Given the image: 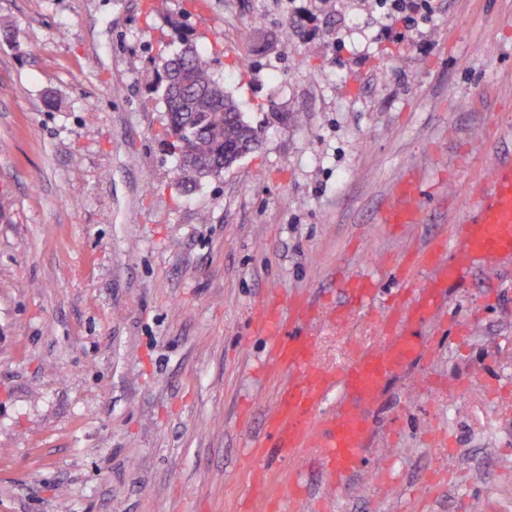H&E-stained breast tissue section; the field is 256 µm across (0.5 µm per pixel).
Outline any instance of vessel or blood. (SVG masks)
<instances>
[{
    "instance_id": "b4317fda",
    "label": "vessel or blood",
    "mask_w": 512,
    "mask_h": 512,
    "mask_svg": "<svg viewBox=\"0 0 512 512\" xmlns=\"http://www.w3.org/2000/svg\"><path fill=\"white\" fill-rule=\"evenodd\" d=\"M512 253V169L495 168L489 194L481 197L475 214L464 219L452 245L426 248L419 261L401 266L398 276L403 289L381 312L383 338L364 344L335 371L324 372L313 365V338L309 331L311 305L297 306L286 332V348L277 349L274 362L288 371L279 404L271 414L269 437L284 454L310 449L306 463L319 466L343 484L358 476L374 424L365 404L377 401L385 383L405 364L421 354L411 326L427 314L426 289L443 288L462 279L467 268L462 259L469 254L495 258ZM430 276L426 289L416 288L421 268ZM344 291L350 304L374 305L377 282L365 276H349ZM339 394L334 413L321 411L330 394Z\"/></svg>"
}]
</instances>
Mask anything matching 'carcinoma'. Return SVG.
<instances>
[{
  "mask_svg": "<svg viewBox=\"0 0 512 512\" xmlns=\"http://www.w3.org/2000/svg\"><path fill=\"white\" fill-rule=\"evenodd\" d=\"M143 80L163 91L170 148L191 157L177 161L175 168V181L183 188L199 185L208 169L224 171L225 153L241 141L243 130L259 141L258 128L237 121L238 103L212 78L206 54L197 48L174 53L162 72L147 71Z\"/></svg>",
  "mask_w": 512,
  "mask_h": 512,
  "instance_id": "carcinoma-1",
  "label": "carcinoma"
}]
</instances>
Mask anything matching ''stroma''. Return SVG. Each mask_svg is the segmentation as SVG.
Masks as SVG:
<instances>
[{
    "label": "stroma",
    "mask_w": 512,
    "mask_h": 512,
    "mask_svg": "<svg viewBox=\"0 0 512 512\" xmlns=\"http://www.w3.org/2000/svg\"><path fill=\"white\" fill-rule=\"evenodd\" d=\"M390 50L387 0H0V512H496L493 438L434 389L512 393V255L474 258L419 329L424 353L369 407L365 470L336 486L257 446L288 378L255 312L374 308L314 338L372 336L396 268L453 238L469 189L512 165V0H434ZM261 132L192 192L161 92L177 23ZM415 221L388 224L404 182ZM307 495H250L255 468ZM344 292L347 295L349 304L347 307L339 308L344 311L350 306H372L376 301L377 282L371 277L348 276L344 279Z\"/></svg>",
    "instance_id": "stroma-1"
}]
</instances>
